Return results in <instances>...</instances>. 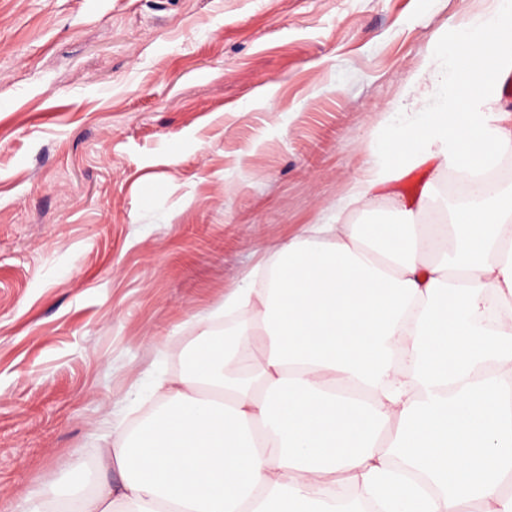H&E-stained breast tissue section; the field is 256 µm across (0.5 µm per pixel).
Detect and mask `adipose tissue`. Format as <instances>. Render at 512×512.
<instances>
[{"label": "adipose tissue", "instance_id": "obj_1", "mask_svg": "<svg viewBox=\"0 0 512 512\" xmlns=\"http://www.w3.org/2000/svg\"><path fill=\"white\" fill-rule=\"evenodd\" d=\"M429 49L332 224H308L224 295L152 411L100 447L118 486L78 512H512V114L487 62L512 72V0H491ZM468 201L427 187L395 220L352 224L377 188L427 162Z\"/></svg>", "mask_w": 512, "mask_h": 512}]
</instances>
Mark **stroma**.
Masks as SVG:
<instances>
[{"label":"stroma","mask_w":512,"mask_h":512,"mask_svg":"<svg viewBox=\"0 0 512 512\" xmlns=\"http://www.w3.org/2000/svg\"><path fill=\"white\" fill-rule=\"evenodd\" d=\"M482 0H0V512L96 466L254 264L336 209ZM434 163L380 188L412 202Z\"/></svg>","instance_id":"1"}]
</instances>
